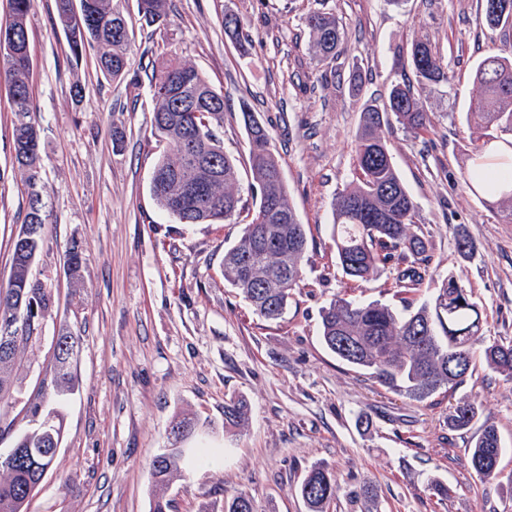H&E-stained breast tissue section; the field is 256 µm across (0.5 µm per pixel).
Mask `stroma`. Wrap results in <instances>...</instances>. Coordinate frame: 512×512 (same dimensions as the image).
Returning <instances> with one entry per match:
<instances>
[{
  "instance_id": "35a3bbf8",
  "label": "stroma",
  "mask_w": 512,
  "mask_h": 512,
  "mask_svg": "<svg viewBox=\"0 0 512 512\" xmlns=\"http://www.w3.org/2000/svg\"><path fill=\"white\" fill-rule=\"evenodd\" d=\"M319 9L345 31L337 59L320 60L305 17ZM243 22L249 44L224 33L226 13ZM55 0H34L28 18L32 118L41 129L42 197L49 214L35 262L55 299L44 338L20 373L36 395L52 362V338L82 342L79 387L61 406L62 441L28 512H150L151 462L172 419L196 415L183 447L206 458L176 478L172 512H224L227 493H248L258 512H306L296 492L311 466L331 468L341 491L330 512H363L353 496L377 490L380 512H512V380L491 372L484 349L512 341V224L500 197L472 190L474 70L512 47L490 30L483 0H168L164 26L134 23L130 44L138 83L110 81L96 50L71 68ZM427 39L454 80L421 88L432 129L387 133L397 172L414 198L429 241V276H453L483 313L475 370L452 391L418 402L392 393L321 342L320 312L332 300L401 308L431 301L425 286L400 296L392 273L357 287L336 260L333 203L352 178L351 144L365 104L386 98L411 75L413 40ZM197 69L225 96L224 152L238 167L240 214L233 223L180 224L160 211L150 178L166 143L152 133L147 76L164 56ZM85 98L75 102L73 86ZM270 131L288 197L309 239L303 281L281 319L266 321L224 281V250L256 212L249 189L242 106ZM12 103L0 85V282L27 211L24 178L13 163ZM122 130L114 146L113 130ZM466 236L475 250L463 257ZM82 247L78 277L66 270L71 242ZM245 396L252 414L239 436L224 434V399ZM477 401L503 453L495 478L479 479L467 448L472 432L448 427L450 407ZM451 490L435 496L430 478Z\"/></svg>"
}]
</instances>
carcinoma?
<instances>
[{
	"label": "carcinoma",
	"instance_id": "carcinoma-1",
	"mask_svg": "<svg viewBox=\"0 0 512 512\" xmlns=\"http://www.w3.org/2000/svg\"><path fill=\"white\" fill-rule=\"evenodd\" d=\"M168 0H136L137 16L148 26H161L167 18ZM33 0H9L11 22L0 28V42L10 43L15 53H0V82L8 87L13 104L12 152L24 174L28 207L20 233L28 238L25 248L12 242L10 273L0 285V406H10L22 393L19 381L25 352L43 339V328L52 316L54 297L33 273L35 257L43 245L46 205L39 190L41 181V130L31 118L32 88L27 18ZM56 23L66 35L71 66H78L87 50L99 49L97 66L112 80L131 78L128 46L132 23L120 0H55ZM484 19L492 29L512 28V0H484ZM313 52L322 60L333 59L343 42L344 31L336 17L314 10L305 18ZM224 33L239 43L247 42L242 21L224 15ZM410 63L416 84L392 86L383 105L369 104L360 115L352 147L353 177L333 203L331 237L344 274L361 284L392 266L395 287L410 292L424 284L423 265L428 241L418 233L417 204L401 181L391 160L385 126L390 119L416 135L428 131L429 113L417 87L449 81L429 42L412 43ZM474 80L479 95L466 116L474 122L478 143L472 154L475 164L467 182L473 189L499 195L512 202V179L490 177L486 160L494 145L479 143L493 138L512 150V54L491 55L477 66ZM154 102L152 130L170 145V154L155 165L151 194L160 210L181 224H213L231 221L237 214V167L224 154L219 131L224 127V95L215 91L203 75L171 56L150 78ZM247 132L251 188L259 197L256 214L245 225L240 239L224 251V281L265 320L281 318L292 292L302 281L309 249L305 225L288 201L278 160L270 150V134L248 106L242 108ZM66 264L75 274L82 264V249L73 241ZM434 304L414 310L403 301L398 310L379 302L354 304L335 299L321 312V338L339 359L365 371L384 388L422 401L441 389L450 390L469 373L474 346L481 340L483 315L467 291L453 277L436 287ZM71 340L51 370L50 381L37 397L24 404L30 425L18 427L16 418L0 409V440L13 438V447L0 452V512H26L29 500L40 488L44 471L51 470L61 443V425L49 429L31 425L42 415L48 400L62 401L78 387L76 366L80 337ZM464 364L463 374L448 381V357ZM489 369L512 378V344L493 343L484 349ZM250 405L242 396L224 401V433L245 430ZM479 414L469 400L457 403L448 414V426L467 431ZM503 451L497 429L483 426L468 448L475 472L484 479L496 474ZM179 447L166 448L151 463V512H171L167 491L184 472ZM341 485L336 474L323 464L312 466L298 487L307 512H327ZM256 512L253 499L244 491L224 497V512Z\"/></svg>",
	"mask_w": 512,
	"mask_h": 512
}]
</instances>
